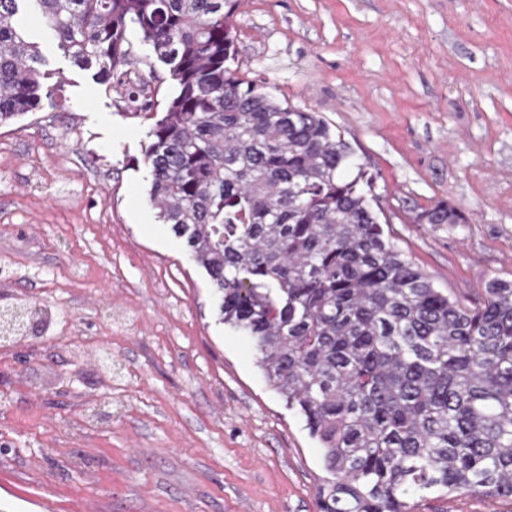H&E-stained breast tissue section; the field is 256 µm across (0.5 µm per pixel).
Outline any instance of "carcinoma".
Here are the masks:
<instances>
[{
	"label": "carcinoma",
	"mask_w": 512,
	"mask_h": 512,
	"mask_svg": "<svg viewBox=\"0 0 512 512\" xmlns=\"http://www.w3.org/2000/svg\"><path fill=\"white\" fill-rule=\"evenodd\" d=\"M0 0V123L39 108L41 50ZM80 67L134 25L174 93L149 131L158 217L305 418L332 480L318 512H413L445 491L512 496V280L465 304L385 236L350 145L233 68L232 0H35ZM468 223L440 200L416 215Z\"/></svg>",
	"instance_id": "cac0c4a2"
}]
</instances>
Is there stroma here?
<instances>
[{
    "label": "stroma",
    "instance_id": "35a3bbf8",
    "mask_svg": "<svg viewBox=\"0 0 512 512\" xmlns=\"http://www.w3.org/2000/svg\"><path fill=\"white\" fill-rule=\"evenodd\" d=\"M234 2L240 77L350 144L403 256L467 302L512 280V0ZM21 19L50 96L0 123V311L35 312L0 341V512H317V440L150 200L167 67L128 27L133 103L33 0ZM442 199L467 223H410ZM414 512L512 499L436 493Z\"/></svg>",
    "mask_w": 512,
    "mask_h": 512
}]
</instances>
